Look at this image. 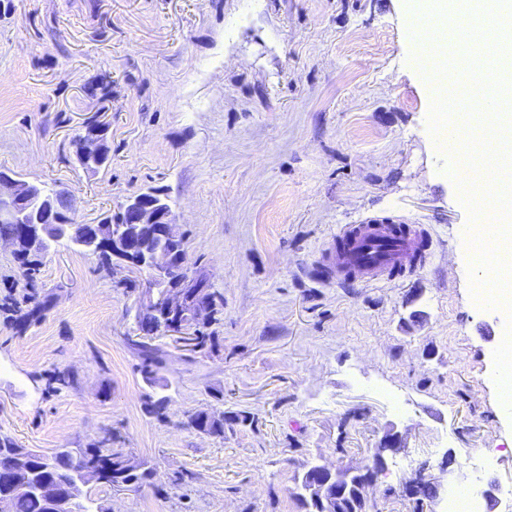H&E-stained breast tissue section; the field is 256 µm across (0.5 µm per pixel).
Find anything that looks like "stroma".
I'll list each match as a JSON object with an SVG mask.
<instances>
[{"label":"stroma","instance_id":"35a3bbf8","mask_svg":"<svg viewBox=\"0 0 512 512\" xmlns=\"http://www.w3.org/2000/svg\"><path fill=\"white\" fill-rule=\"evenodd\" d=\"M404 4L0 0V169L67 189L80 224L164 190L189 266L224 295L213 347L157 339L153 385L131 331L142 273L60 242L28 278L0 247V434L45 455L117 435L158 480L91 486L111 512H305L309 467L368 463L390 433L377 512H414L424 463L453 488L496 483L480 512H512L507 320L472 295L462 157L429 130ZM92 119L110 124L95 173L73 145ZM371 216L425 225V265L321 278L338 228ZM198 410L228 417L223 436L186 426Z\"/></svg>","mask_w":512,"mask_h":512}]
</instances>
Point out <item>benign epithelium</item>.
Wrapping results in <instances>:
<instances>
[{"label": "benign epithelium", "instance_id": "1", "mask_svg": "<svg viewBox=\"0 0 512 512\" xmlns=\"http://www.w3.org/2000/svg\"><path fill=\"white\" fill-rule=\"evenodd\" d=\"M106 127L100 125L87 129L79 137V157L81 167L96 168L105 159ZM52 196L41 184L20 180L10 174L0 175V222L25 224L26 236L23 239L8 238L0 243L19 252L23 249L31 252L40 249L45 242L47 232L39 219L40 207L51 202ZM125 215L131 224H142L150 227L153 234L164 240V243L154 249L150 257L145 259L129 245L118 227L112 228V266H121L135 270H147L148 277L144 280L134 306V315L158 309V289H168L161 335L175 338L185 350L190 349L191 338L196 322L203 320L208 313L204 304L207 288L211 287L210 279L200 272H192L175 263L180 257L183 243L176 237L171 228L175 217L165 199L155 191L144 193L125 206ZM400 448L398 436L391 433L386 436L383 447L377 449L373 461L361 467L328 468L319 465L308 469L310 480L306 487L308 498L326 507L324 512H340L336 504L340 496L330 494L328 482L320 476L330 477L344 473L359 480V497L367 502V490L374 486L384 471L385 451H396ZM98 477L94 468L84 470V479L78 484V489H65L56 485L44 483L40 492L50 505L51 512H80V500L87 488ZM425 480L429 484L430 495L427 500L440 498L442 484L432 477L428 465L421 466L415 471L409 481V487Z\"/></svg>", "mask_w": 512, "mask_h": 512}]
</instances>
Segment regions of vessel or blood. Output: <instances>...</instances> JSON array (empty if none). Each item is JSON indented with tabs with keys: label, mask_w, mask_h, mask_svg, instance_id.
<instances>
[{
	"label": "vessel or blood",
	"mask_w": 512,
	"mask_h": 512,
	"mask_svg": "<svg viewBox=\"0 0 512 512\" xmlns=\"http://www.w3.org/2000/svg\"><path fill=\"white\" fill-rule=\"evenodd\" d=\"M430 235L420 224L397 228L387 218L343 225L326 254L325 270L337 283H379L413 272L422 265Z\"/></svg>",
	"instance_id": "obj_1"
}]
</instances>
